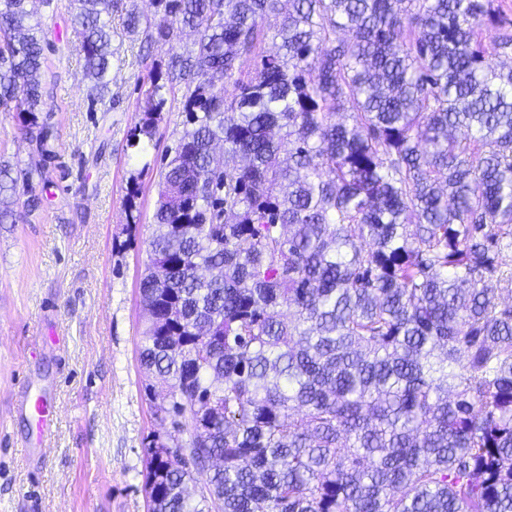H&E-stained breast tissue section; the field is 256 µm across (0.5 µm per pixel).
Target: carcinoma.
Returning a JSON list of instances; mask_svg holds the SVG:
<instances>
[{
  "label": "carcinoma",
  "instance_id": "carcinoma-1",
  "mask_svg": "<svg viewBox=\"0 0 512 512\" xmlns=\"http://www.w3.org/2000/svg\"><path fill=\"white\" fill-rule=\"evenodd\" d=\"M32 2L0 0V107L49 159L58 5ZM280 2L70 5L105 112L112 13L170 44L130 146L181 94L149 241L170 276L141 280L140 358L172 431L204 430L182 461L151 441V512H512V67L493 60L512 19L494 0ZM20 177L0 167V193Z\"/></svg>",
  "mask_w": 512,
  "mask_h": 512
}]
</instances>
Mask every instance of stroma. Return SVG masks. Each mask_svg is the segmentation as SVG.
<instances>
[{
  "instance_id": "1",
  "label": "stroma",
  "mask_w": 512,
  "mask_h": 512,
  "mask_svg": "<svg viewBox=\"0 0 512 512\" xmlns=\"http://www.w3.org/2000/svg\"><path fill=\"white\" fill-rule=\"evenodd\" d=\"M57 2L64 34L43 81L53 158L20 133L16 113L0 109V164L43 170L42 181L0 194V208L14 213L0 224V512H148L147 448L170 425L158 410L165 385L140 362L139 285L182 116L167 108L145 150L128 147L140 88L169 48L144 55L113 18L112 109L91 110L69 0ZM23 390L54 400L48 438L19 408Z\"/></svg>"
}]
</instances>
